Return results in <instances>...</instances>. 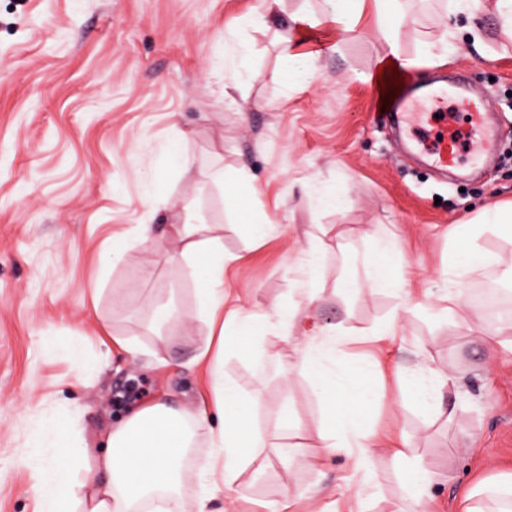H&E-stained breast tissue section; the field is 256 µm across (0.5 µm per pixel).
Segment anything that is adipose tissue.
<instances>
[{"mask_svg":"<svg viewBox=\"0 0 512 512\" xmlns=\"http://www.w3.org/2000/svg\"><path fill=\"white\" fill-rule=\"evenodd\" d=\"M282 0H264L266 22L276 25L280 55L288 66L304 68L308 83L319 78L317 63L327 48H335L342 34L370 20L380 43V61L395 64L407 75L419 65L400 48L402 32L409 19L402 0H329L330 9L319 18L297 10L281 11ZM479 0H450L437 36L423 47L434 63L448 60V41L457 37L459 18H466L473 44L481 34L475 22ZM287 23H280V16ZM209 227L185 216L182 223L169 225L165 235L176 250L167 260L173 271L201 272L205 286L198 293V316L209 334L192 363L201 367L208 380L211 400L195 409H182L163 400L145 404L111 428L91 433L71 417L65 437L44 425L37 451L24 463L36 476L35 491L40 512H186L179 488L186 476L184 462L194 438L205 434L211 451L196 477L200 493L196 512H210L217 486L239 488L247 469L264 468L271 457L288 456L284 446L256 423V395L224 373L227 353L252 357L255 324L251 316L225 315L224 242L208 233ZM494 234L512 243V203L485 208L454 239L453 250L460 261L457 278L493 265L494 256L481 249L479 238ZM395 241H379L366 268V284L374 290H395L403 309H411L413 289L389 274ZM350 333L341 326L316 327L307 332V345L298 354L302 370H315L320 422L318 445L329 453L345 452L363 457L366 482L377 477L375 451L393 445L392 438L364 432L363 422L374 400V390L363 375L372 366L359 362L346 368L336 364L333 352ZM446 381L423 373L403 377L400 393L422 412L440 414L435 401ZM457 512H512V474L496 477L486 486L463 487L457 492Z\"/></svg>","mask_w":512,"mask_h":512,"instance_id":"1","label":"adipose tissue"}]
</instances>
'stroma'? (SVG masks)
Masks as SVG:
<instances>
[{
    "label": "stroma",
    "instance_id": "35a3bbf8",
    "mask_svg": "<svg viewBox=\"0 0 512 512\" xmlns=\"http://www.w3.org/2000/svg\"><path fill=\"white\" fill-rule=\"evenodd\" d=\"M260 5L0 0V512H39L21 459L47 418L76 411L96 431L167 392L192 407L207 401L205 377L191 364L208 335L197 317L199 280L173 274L153 243L117 261L110 250L135 225L175 223L187 205L224 238L231 306L258 318L277 307L293 316L292 329L258 332L253 358L224 359L226 376L256 390L259 427L289 420L281 443L314 445L319 401L310 375L293 372L294 355L305 346L303 327L340 324L353 337L337 347L336 362L377 364L371 428L409 442L405 457L381 454L378 481L367 487L352 456L272 460L243 474L245 493L217 490L213 512H266L274 500L294 512V494L309 486L335 487L336 497L317 495L306 512L331 501L335 512H394L409 456L432 474L430 512H455L460 487L512 472V350L486 369L478 337L437 314L438 295L455 285L450 242L459 226L482 206L512 201V51L503 52L488 20L481 50L460 43L447 63L423 62L402 84L405 98L447 89L451 126L464 134L469 117L452 82L463 75L495 120L494 158L478 169L462 152L445 174L414 127H391L396 103L362 81L380 53L371 31L325 51L322 78L309 85L283 64L274 32L258 21ZM447 6L409 0L415 22L404 54L422 59L421 39L437 33ZM237 41L252 47L255 79L233 80L238 62L225 50ZM183 132L189 165L162 180L160 204H145L154 158ZM212 166L253 175L251 214L270 223L265 237L239 225L235 205L204 175ZM332 196L342 207L326 205ZM388 236L403 253L395 275L433 292L409 312L394 293L338 288L363 277V257ZM479 243L498 264L466 286L512 305L499 278L512 245L491 234ZM172 305L177 316L162 319ZM393 320L398 335H384ZM113 336L136 338L143 356L112 346ZM78 337L75 357L67 346ZM159 357L168 367L156 366ZM429 370L455 379L442 400L452 419L398 396L397 372Z\"/></svg>",
    "mask_w": 512,
    "mask_h": 512
}]
</instances>
